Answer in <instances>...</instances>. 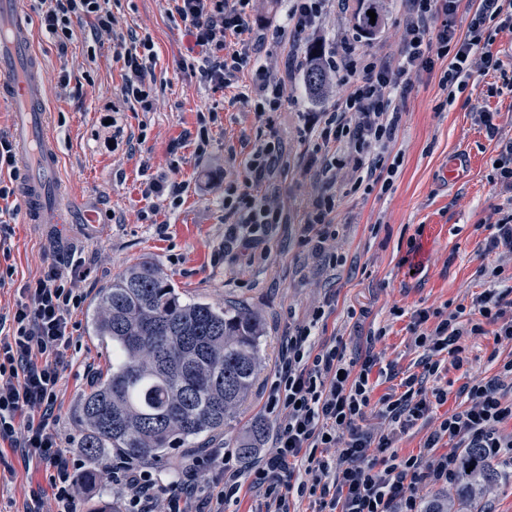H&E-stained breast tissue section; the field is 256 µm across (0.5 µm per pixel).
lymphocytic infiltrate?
<instances>
[{"instance_id":"f902f5d3","label":"lymphocytic infiltrate","mask_w":512,"mask_h":512,"mask_svg":"<svg viewBox=\"0 0 512 512\" xmlns=\"http://www.w3.org/2000/svg\"><path fill=\"white\" fill-rule=\"evenodd\" d=\"M40 25L59 49L74 36V21H88L98 33L112 30V14L105 0H41ZM174 10L194 44L204 51L201 75L221 87L231 86L248 58L231 48L228 37L250 30V0H174ZM405 45L396 63L343 47L331 59V69L342 72L348 91L336 111L322 112L309 125L315 149L322 153L321 176L328 188L336 183L341 157L353 163L354 186L374 188L386 169L385 151L394 142L402 113L396 99L403 96L407 76L432 70L444 58L448 69L439 86L446 102L468 86L475 75L471 59L482 72L501 70L503 63L484 37L486 22L500 17L512 22V0H479L466 31L456 25L457 0H406ZM127 70L123 92L141 109L153 108L147 78L155 59L149 39L124 51ZM281 139L254 144L242 182L224 187L225 238L244 248L268 239L283 221L274 206L275 175L285 166ZM335 195L325 193L312 204L303 225L301 242L315 256L336 264L325 244L335 238L330 215ZM89 260L79 253L49 262L40 276L26 283L14 308L0 314V441L24 463L44 469L53 512H76L73 471L76 462L62 448L55 430L63 374L76 338L74 310L84 300L75 282ZM333 299H325L311 317L289 328L286 356L270 382L267 410L275 416L271 450L263 464L242 471L232 453L212 450L219 460L206 471L200 458L186 460L185 481L162 484L149 468L122 458L109 480L123 497L124 512H155L157 495H164V512H224L238 501L243 488L259 491L257 512H290V495L316 498L318 512H420L418 486H444L458 473V449L482 448L494 454L512 450V435L501 432L512 422V401L501 395L503 380L512 377V361L500 373L467 381L459 390L463 404L446 415L418 453L401 455L393 447L433 408L448 399L444 386L428 387L429 378L447 368L468 363L463 336L490 335L512 342V293L488 288L470 307L446 313L416 310L410 330L422 349L421 373L409 375L401 394L374 398L370 376L380 359L373 349L347 359L343 342L316 344L312 331L324 319ZM379 417L387 426L377 432L367 425ZM452 441L456 448L437 453L438 444Z\"/></svg>"}]
</instances>
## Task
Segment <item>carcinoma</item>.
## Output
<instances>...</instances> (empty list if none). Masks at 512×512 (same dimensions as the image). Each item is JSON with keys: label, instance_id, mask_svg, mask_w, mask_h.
Here are the masks:
<instances>
[{"label": "carcinoma", "instance_id": "carcinoma-1", "mask_svg": "<svg viewBox=\"0 0 512 512\" xmlns=\"http://www.w3.org/2000/svg\"><path fill=\"white\" fill-rule=\"evenodd\" d=\"M309 93L329 83L318 60L306 69ZM92 335L112 343V368L79 401L80 455L88 483L106 479L112 455L161 462L170 450L224 430L261 369L263 324L248 309L187 301L160 267L137 262L96 296ZM459 497L491 484L497 470L480 448L459 460Z\"/></svg>", "mask_w": 512, "mask_h": 512}]
</instances>
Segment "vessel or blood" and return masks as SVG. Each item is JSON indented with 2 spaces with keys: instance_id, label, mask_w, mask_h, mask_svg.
Returning a JSON list of instances; mask_svg holds the SVG:
<instances>
[{
  "instance_id": "1",
  "label": "vessel or blood",
  "mask_w": 512,
  "mask_h": 512,
  "mask_svg": "<svg viewBox=\"0 0 512 512\" xmlns=\"http://www.w3.org/2000/svg\"><path fill=\"white\" fill-rule=\"evenodd\" d=\"M0 99L10 102L14 113L17 158L26 172L19 192L28 219L62 229L68 219L57 177L58 144L46 129L41 63L20 0H0Z\"/></svg>"
}]
</instances>
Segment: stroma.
I'll return each instance as SVG.
<instances>
[{
	"label": "stroma",
	"instance_id": "obj_1",
	"mask_svg": "<svg viewBox=\"0 0 512 512\" xmlns=\"http://www.w3.org/2000/svg\"><path fill=\"white\" fill-rule=\"evenodd\" d=\"M380 5V25L368 35L356 22L359 0H327L314 29L295 46L278 34L290 0H252V34L261 47L236 83L220 88L202 78V56L173 0H108L111 34L96 37L88 22L75 23V36L63 51L40 28L41 0H25L71 225L59 243L46 227L26 223L23 212L9 218L0 230V270L11 269L13 276L0 285V309L12 308L19 288L51 259L74 251L94 256L78 283L85 295L74 314L78 346L64 373L55 425L67 452L76 448L81 395L112 365L111 345L89 332L90 303L113 276L141 259L155 261L184 297L219 306L240 303L263 318L262 370L236 417L223 433L208 438L205 448L173 454L179 460L202 458L219 447L236 452L252 437L254 424H264L251 457L236 460L245 470L271 444L275 423L265 408V387L280 368L283 338L325 298H335L336 305L317 340L340 339L352 356L369 347V336L381 333L372 347L390 373L376 380L379 397L401 393L402 379L420 370L409 329L414 311L467 306L484 289L512 287V253L484 251L490 226L499 218L495 208L508 194L492 166L496 144L478 120L479 113H492L503 137H512V24L488 29L501 71L478 76L453 104H445L439 90L447 61L410 76L407 93L397 101L402 126L386 154L395 166L388 190H352L351 165L337 168L336 238L328 247L338 265L329 266L300 241L306 214L322 191L314 143L304 128L311 113L335 111L345 87L335 79L324 96L312 98L303 74L286 77L285 64L291 54L304 57L317 47L330 55L346 42L395 61L404 42V0H380ZM133 34L153 43L149 112L123 93L122 54ZM65 73L71 77L66 85ZM263 76L287 80V100L269 122L258 119L242 98ZM212 110L218 119L204 126L209 143L200 155L194 145L203 127L199 117ZM274 135L288 150L276 198L287 222L255 248H225L224 187L245 176L254 143ZM152 182L184 184L180 206L171 208L168 195L147 194ZM464 344L473 376L493 375L512 360L511 343L473 335ZM441 380L448 385L447 403L396 437L399 454L418 453L440 416L460 406L461 372L448 370ZM495 464L498 480L471 512H512V458L496 457ZM42 484L41 472L25 471L10 448L0 447V512H20Z\"/></svg>",
	"mask_w": 512,
	"mask_h": 512
}]
</instances>
